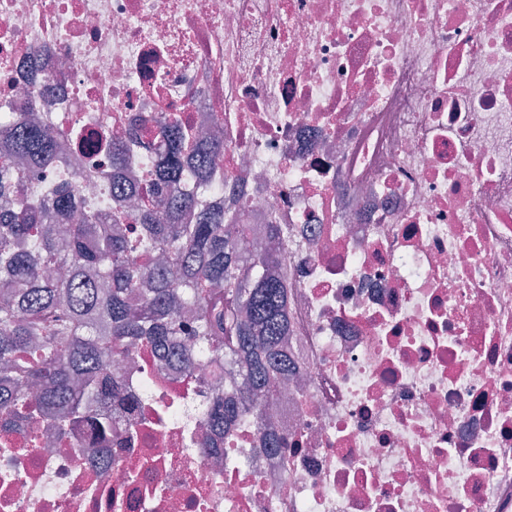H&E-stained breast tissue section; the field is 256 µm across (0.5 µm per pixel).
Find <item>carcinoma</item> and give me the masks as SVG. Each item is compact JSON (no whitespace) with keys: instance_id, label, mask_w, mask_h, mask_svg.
I'll return each mask as SVG.
<instances>
[{"instance_id":"cac0c4a2","label":"carcinoma","mask_w":512,"mask_h":512,"mask_svg":"<svg viewBox=\"0 0 512 512\" xmlns=\"http://www.w3.org/2000/svg\"><path fill=\"white\" fill-rule=\"evenodd\" d=\"M11 120L6 153L37 169L61 165L59 135L39 113ZM161 120L163 154H149L156 135L148 124L132 135L155 170L147 193L163 196L135 215L132 241L127 228L99 224L93 213L60 233L43 223L38 199L22 193L13 169L0 166V198L13 200L0 210V429L17 418L34 422L51 406L59 437L78 418L112 427L111 416L93 414L122 397L112 358L143 344L176 354L189 340L199 360L237 370V396L218 395L203 409L226 428L247 410L261 419L257 400L288 378V287L270 275L275 253L250 251L246 225L225 222L224 208L200 206L198 191L185 186L191 166L209 180L224 141L198 143L176 113ZM78 191L77 177L54 188L66 220ZM135 246L145 256L168 253L175 266L141 264Z\"/></svg>"}]
</instances>
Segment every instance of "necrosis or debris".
I'll use <instances>...</instances> for the list:
<instances>
[{"mask_svg": "<svg viewBox=\"0 0 512 512\" xmlns=\"http://www.w3.org/2000/svg\"><path fill=\"white\" fill-rule=\"evenodd\" d=\"M1 75L69 142L25 177L50 215L77 175L132 223L80 139L220 125L204 201L280 225L296 369L225 431L141 346L111 434L0 433V512H512V0H0Z\"/></svg>", "mask_w": 512, "mask_h": 512, "instance_id": "1", "label": "necrosis or debris"}]
</instances>
